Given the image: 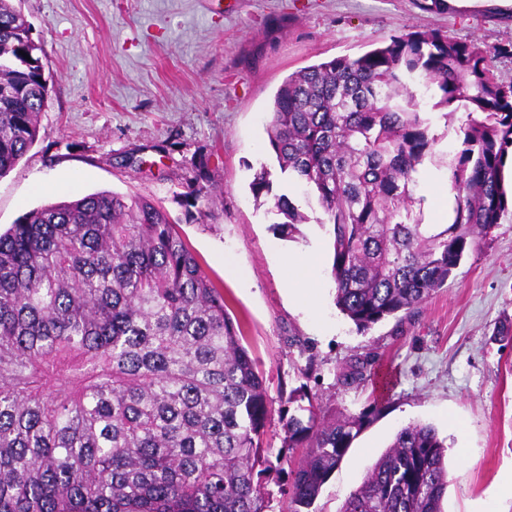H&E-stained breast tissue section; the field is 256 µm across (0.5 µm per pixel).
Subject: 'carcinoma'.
<instances>
[{
    "instance_id": "cac0c4a2",
    "label": "carcinoma",
    "mask_w": 512,
    "mask_h": 512,
    "mask_svg": "<svg viewBox=\"0 0 512 512\" xmlns=\"http://www.w3.org/2000/svg\"><path fill=\"white\" fill-rule=\"evenodd\" d=\"M23 0H0V177L36 143L48 96ZM463 138L438 153L418 97ZM267 134L280 173L332 226L335 304L357 327L409 316L478 251L506 209L512 85L483 52L439 31L390 38L288 76ZM448 171L445 224H427L420 175ZM288 238L308 217L272 193ZM377 376L357 362L341 382ZM266 388L224 295L165 208L100 191L49 203L0 234V512H263L254 484ZM368 414L291 415L285 446L312 451L293 482L310 505ZM448 445L402 427L341 512H442Z\"/></svg>"
}]
</instances>
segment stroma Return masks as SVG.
<instances>
[{
	"mask_svg": "<svg viewBox=\"0 0 512 512\" xmlns=\"http://www.w3.org/2000/svg\"><path fill=\"white\" fill-rule=\"evenodd\" d=\"M24 0L50 76L37 142L0 177V231L26 212L98 191L162 204L199 256L242 343L257 361L271 410L254 482L263 512H294L296 464L280 422L288 396L307 392L317 421L370 411L309 512H341L368 467L404 425H434L448 444L443 512H512L501 492L512 469V194L487 245L468 252L447 284L408 317L362 330L335 305L328 227L318 203L296 238L283 237L251 182L260 167L284 181L268 143L274 96L289 74L357 57L391 37L438 30L480 47L495 79L512 84V0ZM207 176L216 203L186 198ZM314 254L310 306L288 292V262ZM382 380L343 387L350 362Z\"/></svg>",
	"mask_w": 512,
	"mask_h": 512,
	"instance_id": "1",
	"label": "stroma"
}]
</instances>
